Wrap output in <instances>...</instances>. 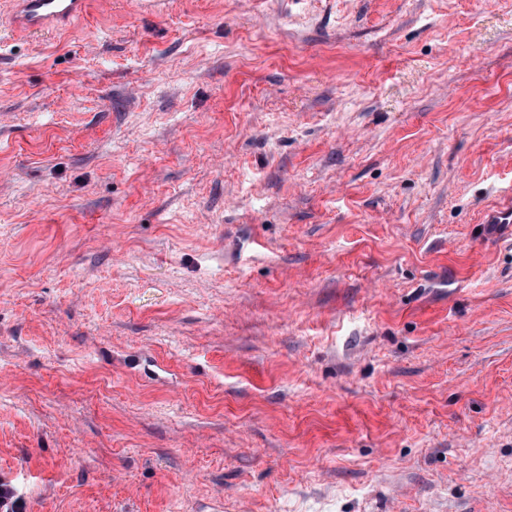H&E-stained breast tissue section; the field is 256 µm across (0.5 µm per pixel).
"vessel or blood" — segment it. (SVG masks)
<instances>
[{
    "instance_id": "obj_1",
    "label": "vessel or blood",
    "mask_w": 512,
    "mask_h": 512,
    "mask_svg": "<svg viewBox=\"0 0 512 512\" xmlns=\"http://www.w3.org/2000/svg\"><path fill=\"white\" fill-rule=\"evenodd\" d=\"M16 13V29L33 37L83 15L87 0H7Z\"/></svg>"
}]
</instances>
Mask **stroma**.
Segmentation results:
<instances>
[{
    "label": "stroma",
    "instance_id": "stroma-1",
    "mask_svg": "<svg viewBox=\"0 0 512 512\" xmlns=\"http://www.w3.org/2000/svg\"><path fill=\"white\" fill-rule=\"evenodd\" d=\"M512 0L0 20V512H512ZM483 224H493L505 228V237L503 239L512 238V201L509 196L495 210L489 211Z\"/></svg>",
    "mask_w": 512,
    "mask_h": 512
}]
</instances>
